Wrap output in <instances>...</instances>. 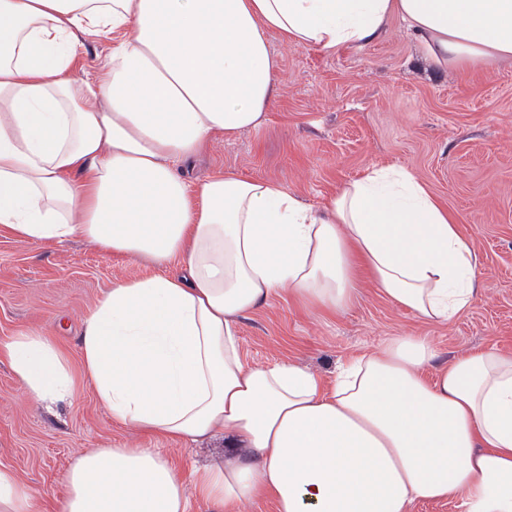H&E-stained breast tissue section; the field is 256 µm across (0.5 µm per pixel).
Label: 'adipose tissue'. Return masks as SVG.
<instances>
[{"mask_svg": "<svg viewBox=\"0 0 512 512\" xmlns=\"http://www.w3.org/2000/svg\"><path fill=\"white\" fill-rule=\"evenodd\" d=\"M437 64L512 58V0H0V230L80 239L175 272L115 282L82 322L85 379L115 423L192 444L223 436V464L183 473L152 448H93L63 475L60 512H512V356L436 351L396 336L325 386L290 361L248 365L239 325L285 294L342 310L361 275L426 322L476 294L479 257L426 188L378 168L320 206L282 184L186 175L215 136L259 127L276 95L270 34L323 52L390 17ZM111 35L106 75L73 66ZM21 392L71 397L52 337L0 343ZM0 512L43 502L0 468Z\"/></svg>", "mask_w": 512, "mask_h": 512, "instance_id": "adipose-tissue-1", "label": "adipose tissue"}]
</instances>
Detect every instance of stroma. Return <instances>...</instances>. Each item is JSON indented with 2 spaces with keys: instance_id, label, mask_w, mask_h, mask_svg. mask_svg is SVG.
Segmentation results:
<instances>
[{
  "instance_id": "obj_1",
  "label": "stroma",
  "mask_w": 512,
  "mask_h": 512,
  "mask_svg": "<svg viewBox=\"0 0 512 512\" xmlns=\"http://www.w3.org/2000/svg\"><path fill=\"white\" fill-rule=\"evenodd\" d=\"M270 47L280 70L264 123L215 137L189 181L224 172L264 178L317 206L370 170L405 169L476 249L477 293L453 320L433 323L366 278L351 305L334 314L275 297L240 322L246 362L289 360L329 383L339 364L406 334L432 343L438 367L483 349L512 355V59L490 71L435 64L395 16L372 40L332 53L276 36ZM174 269L80 240L31 245L0 232V342L21 331L54 337L78 388L72 400L36 404L19 394L0 360V466L53 510L72 456L86 449L155 448L185 471L223 459L220 436L184 446L114 424L81 373L82 319L98 297L117 281Z\"/></svg>"
}]
</instances>
